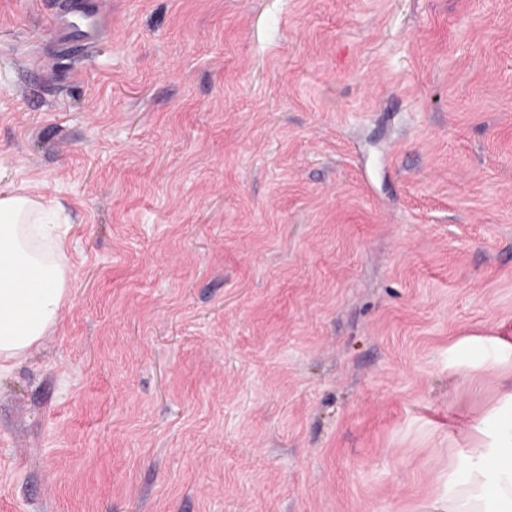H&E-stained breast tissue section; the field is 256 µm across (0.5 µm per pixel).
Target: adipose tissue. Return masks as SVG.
I'll return each mask as SVG.
<instances>
[{"label": "adipose tissue", "instance_id": "ef3b65f1", "mask_svg": "<svg viewBox=\"0 0 512 512\" xmlns=\"http://www.w3.org/2000/svg\"><path fill=\"white\" fill-rule=\"evenodd\" d=\"M69 293L52 216L35 197L0 188V371L39 345ZM471 443L423 512H512V390L472 425Z\"/></svg>", "mask_w": 512, "mask_h": 512}]
</instances>
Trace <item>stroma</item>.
I'll return each mask as SVG.
<instances>
[{
	"label": "stroma",
	"mask_w": 512,
	"mask_h": 512,
	"mask_svg": "<svg viewBox=\"0 0 512 512\" xmlns=\"http://www.w3.org/2000/svg\"><path fill=\"white\" fill-rule=\"evenodd\" d=\"M0 0V187L70 297L0 512H421L512 384V0Z\"/></svg>",
	"instance_id": "1"
}]
</instances>
